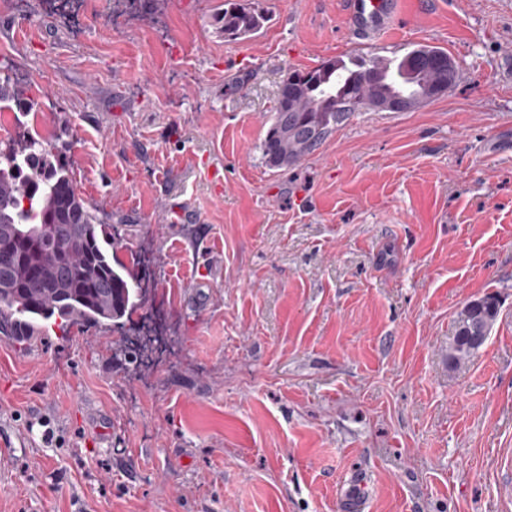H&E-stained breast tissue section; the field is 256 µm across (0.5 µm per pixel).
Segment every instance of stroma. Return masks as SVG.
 <instances>
[{
	"mask_svg": "<svg viewBox=\"0 0 512 512\" xmlns=\"http://www.w3.org/2000/svg\"><path fill=\"white\" fill-rule=\"evenodd\" d=\"M0 0V83L144 257L164 349L93 325L0 342V512H512V0ZM439 47L460 77L355 113L299 165L261 145L288 66ZM204 243L206 253L195 249ZM500 316L448 366L454 320ZM251 5L250 0L224 1V11L214 16V22L224 32V38L249 39L264 26L268 21L267 16ZM353 38L368 44L391 29L399 16L400 0H348ZM500 315V303L493 295L469 301L455 318V336L448 347V366L469 361L485 344ZM481 336V337H477Z\"/></svg>",
	"mask_w": 512,
	"mask_h": 512,
	"instance_id": "stroma-1",
	"label": "stroma"
}]
</instances>
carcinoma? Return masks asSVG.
I'll use <instances>...</instances> for the list:
<instances>
[{
    "mask_svg": "<svg viewBox=\"0 0 512 512\" xmlns=\"http://www.w3.org/2000/svg\"><path fill=\"white\" fill-rule=\"evenodd\" d=\"M268 21L251 0H224L214 22L230 40L251 38ZM445 50L419 45L400 58L372 55L329 59L311 69L284 70L271 124L262 143L274 168L292 167L316 150L349 117L376 109L399 95L411 110L437 98L439 85L456 82L455 67L445 70L436 57ZM355 100L347 112L337 105ZM0 104L28 112L18 89L0 86ZM0 337L27 344L58 325H104L125 333L150 289L131 265L112 257L121 242L112 217L79 192L66 151L35 130L0 144ZM500 315L493 295L469 301L455 318L448 367L470 360L485 344Z\"/></svg>",
    "mask_w": 512,
    "mask_h": 512,
    "instance_id": "1",
    "label": "carcinoma"
}]
</instances>
